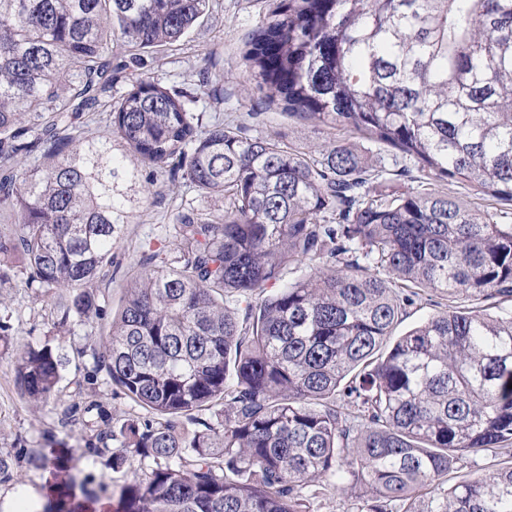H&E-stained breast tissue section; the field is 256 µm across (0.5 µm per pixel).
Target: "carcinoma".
Masks as SVG:
<instances>
[{"label":"carcinoma","instance_id":"cac0c4a2","mask_svg":"<svg viewBox=\"0 0 512 512\" xmlns=\"http://www.w3.org/2000/svg\"><path fill=\"white\" fill-rule=\"evenodd\" d=\"M208 8L0 0V286L20 267L37 297L68 293L58 327L84 324L87 284L156 177L224 201L217 219L177 215L176 250L150 249L94 355L153 415L97 434L120 443L112 469L151 462L115 512H312L347 482L363 490L352 512H512V465L448 485L460 454L512 446V310L450 305L393 337L428 291L512 297V224L424 184L381 190L356 143L315 158L206 122L154 76L110 95L112 37L138 67ZM243 58L289 117L512 204V0H275ZM100 107L89 137L75 113ZM15 362L48 404L60 347L20 344Z\"/></svg>","mask_w":512,"mask_h":512}]
</instances>
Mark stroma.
<instances>
[{
	"label": "stroma",
	"mask_w": 512,
	"mask_h": 512,
	"mask_svg": "<svg viewBox=\"0 0 512 512\" xmlns=\"http://www.w3.org/2000/svg\"><path fill=\"white\" fill-rule=\"evenodd\" d=\"M272 0H213L187 36L160 53L146 57L145 71L169 87L198 95L196 111L224 121L243 123L252 136H276L318 151L332 138L350 139V132L321 124H301L285 113L281 102L270 100L247 66L243 54L252 33L261 27ZM154 205L133 212L124 234L112 250V264L91 284L101 309L99 318L68 329L53 327L55 303L40 301L34 289L0 290V460L8 465L0 474V500L20 493L37 499L46 512L52 498L47 485L53 472L69 482L74 500L117 503L122 486L143 464L113 471L108 451L99 449L96 434L105 424L147 418V411L114 391L104 370L97 367L93 351L102 350L113 310L123 297V287L133 273L146 244H174L178 210L194 199L188 183L158 178ZM48 343L62 347L67 361L56 388L57 402L33 406L16 384L15 352L18 344ZM76 408V419L62 425L64 406Z\"/></svg>",
	"instance_id": "stroma-1"
}]
</instances>
